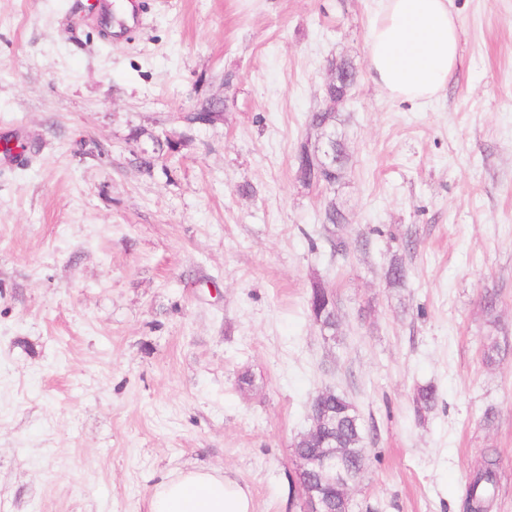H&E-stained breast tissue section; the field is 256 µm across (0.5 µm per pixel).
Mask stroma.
<instances>
[{"mask_svg": "<svg viewBox=\"0 0 512 512\" xmlns=\"http://www.w3.org/2000/svg\"><path fill=\"white\" fill-rule=\"evenodd\" d=\"M90 3L0 0V141L26 156L0 163V512H148L186 469L302 512L294 444L328 389L370 430L350 512H463L490 453L512 512V0H453L459 63L419 106L370 78L377 0H145L110 39ZM342 56L328 188L294 157ZM343 102L344 99L336 103L326 101L324 108L320 109L318 112H313L309 117L310 121H328L330 133L336 140V163L331 168L325 169L323 171V175L330 184V186L336 185V183L340 182L343 179L346 170L347 157L345 154L343 143L341 142V137H339L335 128L337 112L325 111L330 110L332 108H336L337 104L341 105ZM324 290L328 289L324 288V286L320 284H316L313 286L308 299V308L310 314L312 313L313 310H316L318 307L324 309V313L322 315L320 323L315 321V319L314 321L320 327L321 332H331V335H335L339 327V317L336 311V307H325Z\"/></svg>", "mask_w": 512, "mask_h": 512, "instance_id": "obj_1", "label": "stroma"}]
</instances>
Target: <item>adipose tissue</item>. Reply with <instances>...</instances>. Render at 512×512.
I'll use <instances>...</instances> for the list:
<instances>
[{
  "instance_id": "obj_1",
  "label": "adipose tissue",
  "mask_w": 512,
  "mask_h": 512,
  "mask_svg": "<svg viewBox=\"0 0 512 512\" xmlns=\"http://www.w3.org/2000/svg\"><path fill=\"white\" fill-rule=\"evenodd\" d=\"M371 21L368 71L389 98L422 104L448 85L459 53L460 24L451 0H379ZM148 512H254L247 488L211 470L164 476Z\"/></svg>"
}]
</instances>
